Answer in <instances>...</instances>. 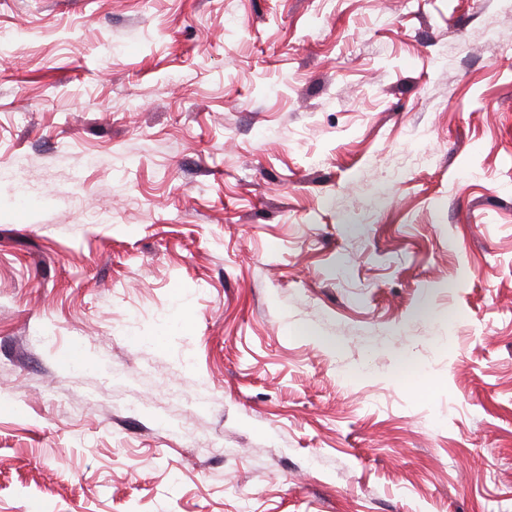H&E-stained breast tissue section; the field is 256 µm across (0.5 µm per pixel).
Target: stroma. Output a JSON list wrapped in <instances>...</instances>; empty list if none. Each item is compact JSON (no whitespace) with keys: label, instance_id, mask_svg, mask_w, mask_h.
<instances>
[{"label":"stroma","instance_id":"obj_1","mask_svg":"<svg viewBox=\"0 0 512 512\" xmlns=\"http://www.w3.org/2000/svg\"><path fill=\"white\" fill-rule=\"evenodd\" d=\"M0 512H512V0H0Z\"/></svg>","mask_w":512,"mask_h":512}]
</instances>
